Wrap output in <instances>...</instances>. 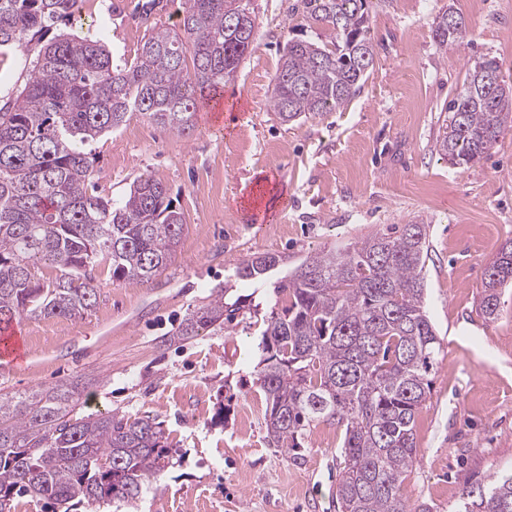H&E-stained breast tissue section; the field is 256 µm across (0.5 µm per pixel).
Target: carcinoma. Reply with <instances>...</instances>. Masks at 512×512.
I'll list each match as a JSON object with an SVG mask.
<instances>
[{
    "label": "carcinoma",
    "mask_w": 512,
    "mask_h": 512,
    "mask_svg": "<svg viewBox=\"0 0 512 512\" xmlns=\"http://www.w3.org/2000/svg\"><path fill=\"white\" fill-rule=\"evenodd\" d=\"M78 0H0V50L18 49L29 79L0 107V325L75 317L97 303L93 271L142 284L172 261L186 224L168 188L132 182L122 200L95 195L87 146L138 114L185 134L200 105L235 77L255 40L254 0H182L177 28L152 29L133 64L113 66L100 39L61 31ZM370 0H302L305 21L329 25L331 44L288 42L273 78L279 119L331 112L360 89L374 62ZM440 45L461 44L466 21L451 8L436 18ZM434 150L464 167L487 156L512 130V84L495 56L469 65L450 101ZM427 225L405 224L308 257L275 282L290 304L271 309L256 375L268 438L301 458V440L319 423L343 432L336 484L339 512H433L412 505L404 481L416 459L415 418L430 392L441 343L426 309ZM280 257L243 260L237 279L268 283ZM57 270L49 281L38 264ZM512 283V239L486 266L478 308L501 313ZM246 307L233 285L183 319L168 341L231 324ZM70 385L0 396V512L27 497L72 512L74 505L132 503L171 464L150 417L80 416ZM457 512H512V473L466 485Z\"/></svg>",
    "instance_id": "obj_1"
}]
</instances>
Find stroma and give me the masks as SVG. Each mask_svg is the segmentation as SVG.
<instances>
[{
	"instance_id": "35a3bbf8",
	"label": "stroma",
	"mask_w": 512,
	"mask_h": 512,
	"mask_svg": "<svg viewBox=\"0 0 512 512\" xmlns=\"http://www.w3.org/2000/svg\"><path fill=\"white\" fill-rule=\"evenodd\" d=\"M142 0H81L68 29L100 38L114 63L133 62L158 24L178 20L179 0L143 12ZM253 51L223 89L222 124L197 113L179 135L133 116L91 147L99 195L118 199L150 175L170 191L186 226L174 260L149 282H112L76 317L25 321L31 359L0 375V394L77 383L79 414L116 411L159 423L173 464L147 483L134 508L110 512H338L339 428L319 424L293 460L267 438L255 367L264 320L285 295L240 282L249 297L225 329L188 342L166 333L208 303L244 259L282 257L284 277L307 257L392 225L429 230L424 276L441 341L431 389L416 415L411 501L455 512L461 489L512 469V288L498 319L478 299L485 266L512 237V132L471 166L434 150L445 107L468 60L497 56L512 77V0H372L374 65L340 109L284 124L270 107L288 41L332 40L306 27L300 0H255ZM453 8L468 24L463 45H439L433 20ZM274 182L288 206L254 223L251 200Z\"/></svg>"
}]
</instances>
